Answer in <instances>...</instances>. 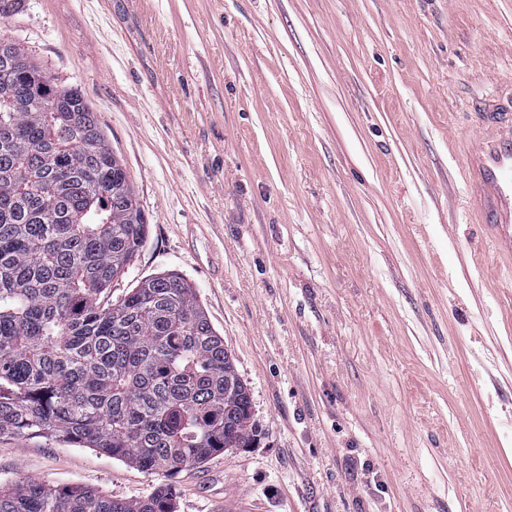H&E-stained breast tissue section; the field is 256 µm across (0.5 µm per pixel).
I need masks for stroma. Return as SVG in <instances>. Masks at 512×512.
Returning <instances> with one entry per match:
<instances>
[{
  "label": "stroma",
  "mask_w": 512,
  "mask_h": 512,
  "mask_svg": "<svg viewBox=\"0 0 512 512\" xmlns=\"http://www.w3.org/2000/svg\"><path fill=\"white\" fill-rule=\"evenodd\" d=\"M0 35L77 87L146 219L107 292L194 286L250 448L174 478L0 434V487L175 512H512V262L466 217L472 101L512 0H25Z\"/></svg>",
  "instance_id": "obj_1"
}]
</instances>
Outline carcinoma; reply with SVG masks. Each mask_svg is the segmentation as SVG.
<instances>
[{
	"instance_id": "cac0c4a2",
	"label": "carcinoma",
	"mask_w": 512,
	"mask_h": 512,
	"mask_svg": "<svg viewBox=\"0 0 512 512\" xmlns=\"http://www.w3.org/2000/svg\"><path fill=\"white\" fill-rule=\"evenodd\" d=\"M146 219L83 93L0 37V433H51L169 477L259 435L250 393L176 274L116 302ZM23 480L0 512H173Z\"/></svg>"
}]
</instances>
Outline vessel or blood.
Masks as SVG:
<instances>
[{
  "label": "vessel or blood",
  "mask_w": 512,
  "mask_h": 512,
  "mask_svg": "<svg viewBox=\"0 0 512 512\" xmlns=\"http://www.w3.org/2000/svg\"><path fill=\"white\" fill-rule=\"evenodd\" d=\"M477 128L463 151L469 214L499 248L512 253V82L496 85L475 106Z\"/></svg>",
  "instance_id": "1"
}]
</instances>
